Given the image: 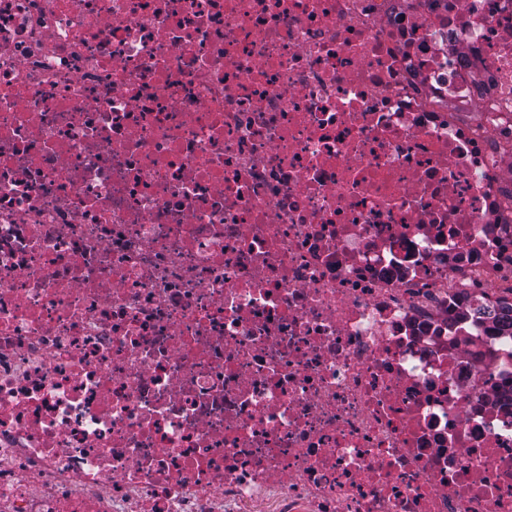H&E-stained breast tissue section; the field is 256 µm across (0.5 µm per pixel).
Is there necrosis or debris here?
<instances>
[{"label":"necrosis or debris","instance_id":"necrosis-or-debris-1","mask_svg":"<svg viewBox=\"0 0 512 512\" xmlns=\"http://www.w3.org/2000/svg\"><path fill=\"white\" fill-rule=\"evenodd\" d=\"M512 0H0V512H512Z\"/></svg>","mask_w":512,"mask_h":512}]
</instances>
